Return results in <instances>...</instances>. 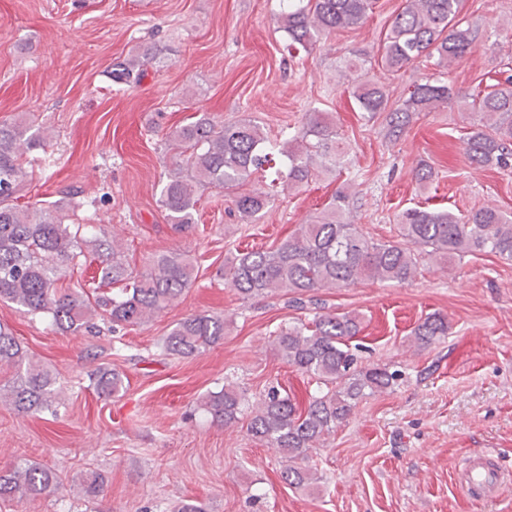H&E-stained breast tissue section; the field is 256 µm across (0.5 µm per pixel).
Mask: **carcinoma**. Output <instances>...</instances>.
Instances as JSON below:
<instances>
[{
    "label": "carcinoma",
    "mask_w": 512,
    "mask_h": 512,
    "mask_svg": "<svg viewBox=\"0 0 512 512\" xmlns=\"http://www.w3.org/2000/svg\"><path fill=\"white\" fill-rule=\"evenodd\" d=\"M372 0H280L278 21L291 47L304 50L339 29L360 24ZM461 0H408L393 18L382 47V67L391 73L422 57L435 56L433 73L402 103L392 106L384 84L359 80L352 87L358 109L370 119L386 114V136L398 137L414 116L448 103L444 82L448 67L471 54L475 32L460 19ZM164 48L153 45L139 56L118 61L112 81L140 82L148 63L161 62ZM480 124L466 133L465 151L478 165L512 166V76L471 94ZM43 127L24 118L0 121V301L10 302L36 317L47 318L57 330L80 336L98 328L95 319L108 316L112 328L141 325L169 307L196 279V261L185 253L155 254L145 272L135 274L124 261V244L108 240L78 222L82 203L68 192L53 207L35 213L16 203L28 176L26 154L45 149ZM177 160L163 184L158 203L174 229L195 223L197 205L210 188L224 190L242 219L262 216L278 192L309 182L315 166L334 170L345 148L329 118L316 113L300 126H290L271 139L258 121L246 117L215 123L203 114L170 136ZM274 164L271 186L279 190H248L253 176ZM349 194L336 192L320 216L299 224L276 248L238 252L225 278L242 298L292 292L303 295L319 288H350L365 281L406 283L420 269L419 258L450 263L468 254L492 253L512 261V213L485 207L456 215L448 210L408 208L398 216L397 235L375 241L359 224L344 222ZM99 261L93 294L65 288V267L86 269ZM119 285L117 292L107 288ZM229 323L218 314H195L162 339L163 351L189 357L224 339ZM448 318L426 315L414 328V340L428 347L448 336ZM359 332V317L326 314L310 323L280 329L275 345L288 365L325 389L302 403L297 396L271 386L244 412L245 395L226 384L202 399L212 420L226 426L247 418L246 430L274 449L284 461L282 481L310 488L318 481L311 452L336 431L365 397L393 389L403 371L386 365L360 367L347 340ZM14 369L0 387V397L19 413H38L57 395L55 377L21 347L0 323V366ZM97 392L116 397L126 389L125 374L98 367L91 373ZM56 484L51 469L24 462L0 471V503L34 499Z\"/></svg>",
    "instance_id": "obj_1"
}]
</instances>
